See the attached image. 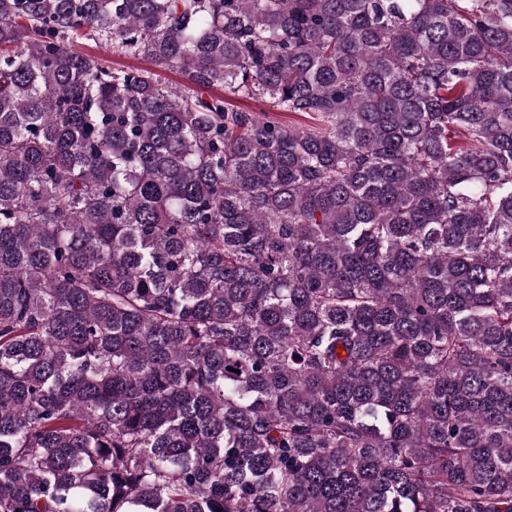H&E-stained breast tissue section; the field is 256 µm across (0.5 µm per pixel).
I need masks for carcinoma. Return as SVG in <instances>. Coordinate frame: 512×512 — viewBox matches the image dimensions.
<instances>
[{"mask_svg": "<svg viewBox=\"0 0 512 512\" xmlns=\"http://www.w3.org/2000/svg\"><path fill=\"white\" fill-rule=\"evenodd\" d=\"M0 512H512V0H0ZM75 48L83 53L103 59L107 65L113 68L151 69L169 86L178 88L184 84V78L178 70L154 66L142 57L112 52V45L104 41L79 40L78 43H75ZM229 102L233 108L257 113L267 112L275 121L291 129L309 131L315 126L311 116L303 112H268V104L255 99L235 98Z\"/></svg>", "mask_w": 512, "mask_h": 512, "instance_id": "obj_1", "label": "carcinoma"}]
</instances>
